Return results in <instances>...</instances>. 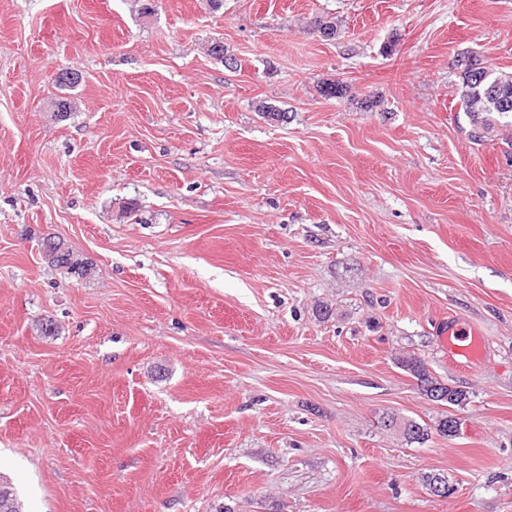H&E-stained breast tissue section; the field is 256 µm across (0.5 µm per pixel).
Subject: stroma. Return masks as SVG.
I'll return each mask as SVG.
<instances>
[{
	"mask_svg": "<svg viewBox=\"0 0 512 512\" xmlns=\"http://www.w3.org/2000/svg\"><path fill=\"white\" fill-rule=\"evenodd\" d=\"M467 51L512 72V0H0V476L23 512H512V124L470 139ZM448 317L484 336L477 367ZM392 413L460 433L411 443ZM59 249L62 250L54 258L52 265L57 268L65 269L68 273L77 274L78 277H85L87 275L85 263L74 258L77 253L69 250V248L63 249L62 243L52 240L51 243L45 244L44 256L50 260ZM442 347L448 350V357L462 364L475 365L484 356L483 336L473 328H465L453 319L443 327L438 336ZM402 367L416 378L422 392L432 401H445L449 405H460L466 395L460 390H453L434 379L425 363L418 357H408L402 361Z\"/></svg>",
	"mask_w": 512,
	"mask_h": 512,
	"instance_id": "1",
	"label": "stroma"
}]
</instances>
